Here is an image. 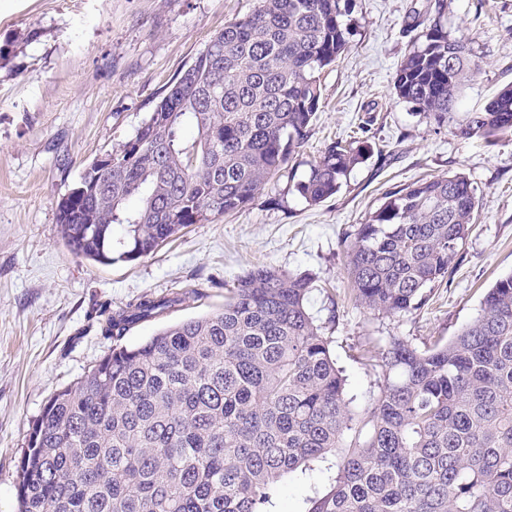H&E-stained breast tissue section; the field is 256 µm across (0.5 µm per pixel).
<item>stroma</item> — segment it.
<instances>
[{
	"instance_id": "stroma-1",
	"label": "stroma",
	"mask_w": 512,
	"mask_h": 512,
	"mask_svg": "<svg viewBox=\"0 0 512 512\" xmlns=\"http://www.w3.org/2000/svg\"><path fill=\"white\" fill-rule=\"evenodd\" d=\"M451 36L480 71L459 97L465 113L512 83V0H447ZM349 48L322 76L310 133L282 176L240 212L183 229L134 262L72 254L57 224L60 199L86 166L132 136L176 73L257 0H0V512H18L17 464L30 421L111 347L97 311L144 294L185 290L174 319L224 304L226 283L253 266L305 272L319 320L335 314L333 355L366 401L375 377L361 357L394 338L421 347L475 319L484 291L512 273V136L492 142L416 116L392 85L416 37L412 13L435 0H354ZM366 128L371 155L317 205L294 190L334 141ZM469 177L478 213L461 259L418 312L366 310L350 293L343 241L383 202L418 179ZM320 465L283 478L275 512H307L333 486Z\"/></svg>"
}]
</instances>
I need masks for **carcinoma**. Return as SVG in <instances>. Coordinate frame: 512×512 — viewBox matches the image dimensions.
<instances>
[{
	"mask_svg": "<svg viewBox=\"0 0 512 512\" xmlns=\"http://www.w3.org/2000/svg\"><path fill=\"white\" fill-rule=\"evenodd\" d=\"M437 16L393 76L397 97L437 127L491 141L512 132V85L459 116L479 67ZM352 0H257L167 86L112 164L90 166L58 203L70 251L101 265L153 253L192 224L238 212L286 169L321 99V72L353 35ZM373 151L331 143L295 189L336 195ZM457 173L419 179L344 240L351 292L386 316L413 314L448 278L477 219ZM124 235L114 240L113 229ZM308 275L253 266L224 306L122 343L184 293L143 294L107 314L112 348L34 419L18 461L19 512H271L280 481L343 449L308 512H512V275L479 316L423 349L393 339L365 355L377 391L348 396Z\"/></svg>",
	"mask_w": 512,
	"mask_h": 512,
	"instance_id": "obj_1",
	"label": "carcinoma"
}]
</instances>
